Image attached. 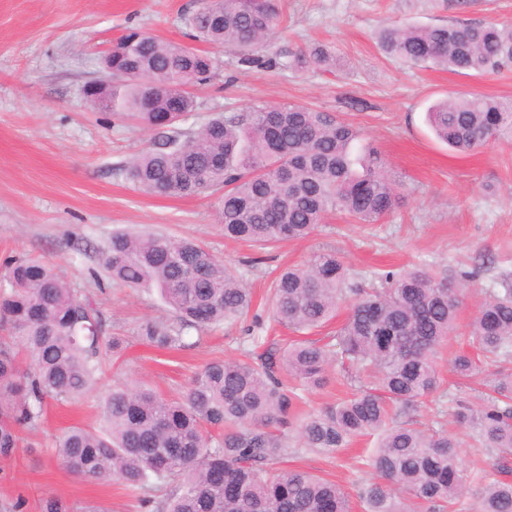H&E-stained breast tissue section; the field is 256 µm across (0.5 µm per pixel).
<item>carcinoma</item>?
Here are the masks:
<instances>
[{
    "instance_id": "cac0c4a2",
    "label": "carcinoma",
    "mask_w": 512,
    "mask_h": 512,
    "mask_svg": "<svg viewBox=\"0 0 512 512\" xmlns=\"http://www.w3.org/2000/svg\"><path fill=\"white\" fill-rule=\"evenodd\" d=\"M280 0H198L186 22L191 38L237 54L243 67L299 72L336 69V56L314 44L275 57L268 41L281 24ZM386 55L404 63L459 74H494L512 66V26L453 21L387 27ZM211 53L130 29L102 60L107 85L89 103L140 125L164 130L162 140L124 165L127 178L155 197L216 196L224 237L260 249L308 238L332 213L377 224L401 203L399 186L380 151H354L360 130L333 112L301 104H261L247 112H217L195 128L191 84L211 80ZM436 136L459 152L492 141L512 142V98L458 95L429 108ZM90 276L154 288L169 316L145 319L143 343L189 347L186 337L245 317L252 292L193 239L158 232H117L101 249ZM0 322V456L18 447L20 431L36 428L46 401H72L95 384L109 353L104 318L88 297L45 263L5 261ZM381 287L362 288L358 274L330 251L279 271L271 281L270 318L289 329L328 326L340 304L345 319L327 338L293 340L281 350L251 337L238 358H216L178 397L117 382L104 397L96 432L70 427L55 442L61 464L86 480L117 479L140 491L149 512H349L336 482L305 470H279L289 454H332L358 437L378 435L362 467L371 478L358 498L364 512H445L465 498L472 512H512V480L462 467L463 441L443 428L422 430L415 414L450 394L438 354L457 335L469 272L432 274L424 268L374 273ZM489 293L471 320L477 354L450 360L461 376L482 372L481 358L512 362V277ZM339 362L373 379L318 412L298 417L303 393ZM457 421L478 445L498 456L497 473L512 456V369L496 372L476 405L458 401ZM39 512H74L46 497Z\"/></svg>"
}]
</instances>
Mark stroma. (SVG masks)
<instances>
[{"label": "stroma", "mask_w": 512, "mask_h": 512, "mask_svg": "<svg viewBox=\"0 0 512 512\" xmlns=\"http://www.w3.org/2000/svg\"><path fill=\"white\" fill-rule=\"evenodd\" d=\"M196 7L197 0H0V263L17 256L54 266L78 295L96 300L106 337L123 340L111 371L98 384L75 401L49 402L40 427L23 431L12 456L0 458V502L20 497L29 512H38L42 498L55 496L77 507L146 512L136 492L120 481L70 474L55 456L56 438L74 425L98 429L113 379L176 396L209 361L237 356L248 344L243 322L205 331L180 352L137 340L142 320L166 314L158 293L117 285L101 291L88 276L97 265V247L117 231L149 229L198 241L250 284L262 308L268 270L307 261L320 250L336 251L366 277L390 267L460 272L474 268L480 254H493L495 267L467 284L458 335L449 340L438 369L444 379L457 381L459 396L472 403L495 372L490 366L459 378L449 360L465 345L480 300L501 273H512V144L456 152L435 138L425 112L434 101L459 94L512 97V69L463 76L409 66L387 58L376 33L391 24L451 20L512 25V0H282L284 22L269 41V54L321 43L340 62L332 72L247 69L238 66L234 52L215 49L216 76L191 89L194 125L212 113L243 112L260 103L335 112L360 128L361 145L381 151L403 193L397 211L380 223L355 224L338 214L308 239L263 254L225 239L212 199L142 194L123 167L157 139V131L90 107L84 97L102 57L126 29L183 43L184 19ZM255 258L260 264L254 268ZM368 383L332 366L326 384L308 393L306 408L319 410ZM454 410L453 402L443 400L421 411L417 425L442 424L463 437L465 468L492 469L493 457L476 447ZM375 446V438L368 437L335 454L291 455L280 465L335 481L353 497L357 481L368 478L355 457Z\"/></svg>", "instance_id": "35a3bbf8"}]
</instances>
